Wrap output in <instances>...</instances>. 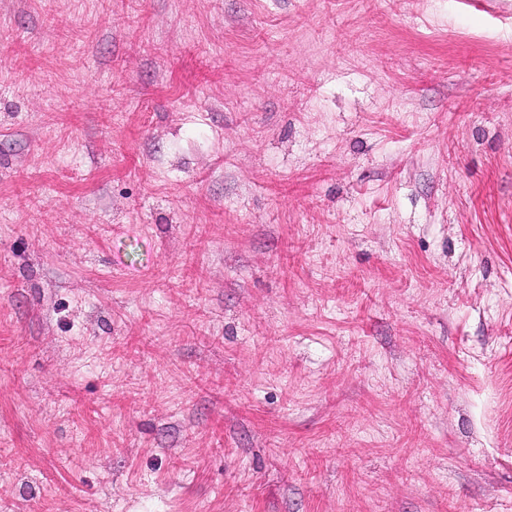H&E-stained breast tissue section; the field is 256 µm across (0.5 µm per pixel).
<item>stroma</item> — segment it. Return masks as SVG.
<instances>
[{"instance_id": "1", "label": "stroma", "mask_w": 512, "mask_h": 512, "mask_svg": "<svg viewBox=\"0 0 512 512\" xmlns=\"http://www.w3.org/2000/svg\"><path fill=\"white\" fill-rule=\"evenodd\" d=\"M0 512H512V0H0Z\"/></svg>"}]
</instances>
